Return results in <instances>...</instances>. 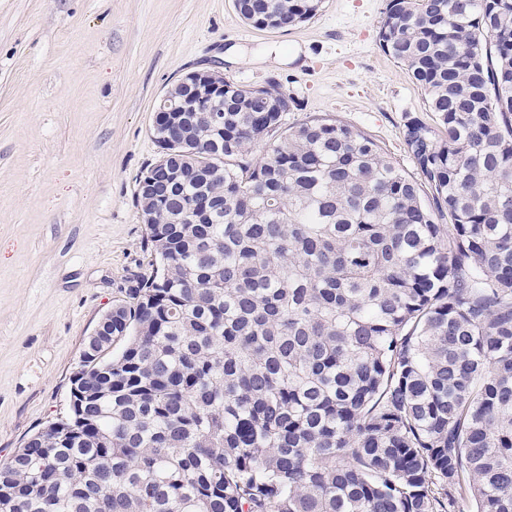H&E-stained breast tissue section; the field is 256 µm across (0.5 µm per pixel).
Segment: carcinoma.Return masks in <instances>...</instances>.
Instances as JSON below:
<instances>
[{"label": "carcinoma", "mask_w": 512, "mask_h": 512, "mask_svg": "<svg viewBox=\"0 0 512 512\" xmlns=\"http://www.w3.org/2000/svg\"><path fill=\"white\" fill-rule=\"evenodd\" d=\"M235 4L282 30L322 0ZM377 39L438 119L403 125L417 176L224 81V130L187 119L170 159L203 177L137 192L155 267L0 512H512V0H389Z\"/></svg>", "instance_id": "1"}]
</instances>
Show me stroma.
<instances>
[{"label": "stroma", "instance_id": "1", "mask_svg": "<svg viewBox=\"0 0 512 512\" xmlns=\"http://www.w3.org/2000/svg\"><path fill=\"white\" fill-rule=\"evenodd\" d=\"M388 0H324L287 31L246 24L234 0H0V465L67 415L85 343L132 275L152 270L138 183L166 89L215 65L277 80L294 126L333 115L407 173L406 118L438 120L379 47Z\"/></svg>", "mask_w": 512, "mask_h": 512}]
</instances>
